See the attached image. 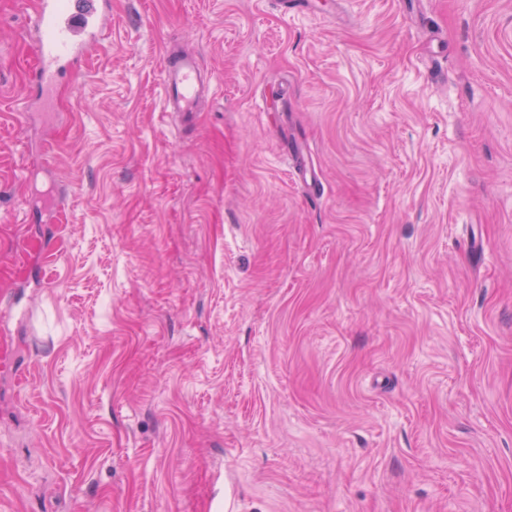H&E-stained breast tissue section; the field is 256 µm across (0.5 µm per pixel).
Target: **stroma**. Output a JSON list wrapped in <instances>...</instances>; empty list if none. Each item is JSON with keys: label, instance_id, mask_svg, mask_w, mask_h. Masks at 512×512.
Segmentation results:
<instances>
[{"label": "stroma", "instance_id": "35a3bbf8", "mask_svg": "<svg viewBox=\"0 0 512 512\" xmlns=\"http://www.w3.org/2000/svg\"><path fill=\"white\" fill-rule=\"evenodd\" d=\"M310 2L0 0V512H512V0ZM109 0H38L26 32L31 40V93L42 94L43 108L53 109V92L69 65L84 59L101 36ZM162 103L166 112H198L208 91L197 54L171 47L165 56L161 78Z\"/></svg>", "mask_w": 512, "mask_h": 512}]
</instances>
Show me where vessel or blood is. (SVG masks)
<instances>
[{
    "mask_svg": "<svg viewBox=\"0 0 512 512\" xmlns=\"http://www.w3.org/2000/svg\"><path fill=\"white\" fill-rule=\"evenodd\" d=\"M110 0H36L26 32L31 40L29 88L53 109V92L69 65L84 59L101 35ZM162 103L168 112H194L208 87L200 58L170 48L161 78Z\"/></svg>",
    "mask_w": 512,
    "mask_h": 512,
    "instance_id": "b4317fda",
    "label": "vessel or blood"
}]
</instances>
